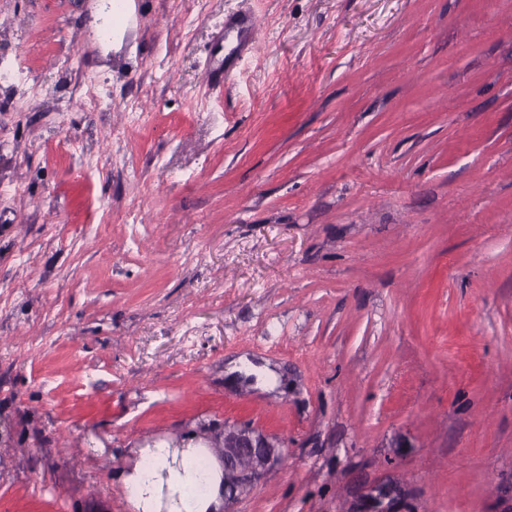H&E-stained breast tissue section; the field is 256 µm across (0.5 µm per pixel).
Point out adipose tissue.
<instances>
[{
  "instance_id": "adipose-tissue-1",
  "label": "adipose tissue",
  "mask_w": 512,
  "mask_h": 512,
  "mask_svg": "<svg viewBox=\"0 0 512 512\" xmlns=\"http://www.w3.org/2000/svg\"><path fill=\"white\" fill-rule=\"evenodd\" d=\"M183 464L171 461V449L160 443L139 451L132 468L121 470L116 480L122 487L130 512H222L224 508V471L215 449L209 448L197 434L183 440ZM204 457L209 461L203 493L190 497L185 490L200 475L189 468L187 459Z\"/></svg>"
}]
</instances>
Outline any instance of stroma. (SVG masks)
<instances>
[{
  "label": "stroma",
  "mask_w": 512,
  "mask_h": 512,
  "mask_svg": "<svg viewBox=\"0 0 512 512\" xmlns=\"http://www.w3.org/2000/svg\"><path fill=\"white\" fill-rule=\"evenodd\" d=\"M133 2L0 0V512L211 422L287 448L232 512H512V0ZM252 18L249 13L241 12L224 18V36L233 33L235 36L234 45L231 52L239 58L251 49L252 44Z\"/></svg>",
  "instance_id": "35a3bbf8"
}]
</instances>
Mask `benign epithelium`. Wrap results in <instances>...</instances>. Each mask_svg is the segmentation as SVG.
Segmentation results:
<instances>
[{
	"label": "benign epithelium",
	"mask_w": 512,
	"mask_h": 512,
	"mask_svg": "<svg viewBox=\"0 0 512 512\" xmlns=\"http://www.w3.org/2000/svg\"><path fill=\"white\" fill-rule=\"evenodd\" d=\"M222 434L224 508L248 492L266 471L282 461L277 441L248 424L215 428Z\"/></svg>",
	"instance_id": "7a95c632"
}]
</instances>
